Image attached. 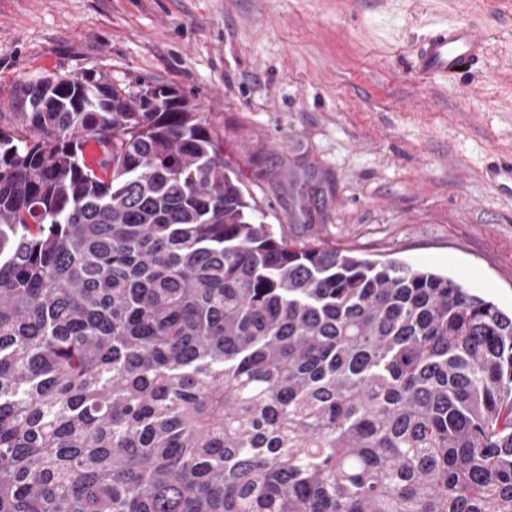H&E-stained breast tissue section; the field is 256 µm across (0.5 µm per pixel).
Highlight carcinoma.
<instances>
[{
    "label": "carcinoma",
    "instance_id": "1",
    "mask_svg": "<svg viewBox=\"0 0 512 512\" xmlns=\"http://www.w3.org/2000/svg\"><path fill=\"white\" fill-rule=\"evenodd\" d=\"M153 89L0 113V512H512V313L276 236Z\"/></svg>",
    "mask_w": 512,
    "mask_h": 512
}]
</instances>
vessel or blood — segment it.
Here are the masks:
<instances>
[{"mask_svg":"<svg viewBox=\"0 0 512 512\" xmlns=\"http://www.w3.org/2000/svg\"><path fill=\"white\" fill-rule=\"evenodd\" d=\"M487 36L476 23H463L430 35L418 48L414 67L426 80L460 77L478 69L485 57Z\"/></svg>","mask_w":512,"mask_h":512,"instance_id":"1","label":"vessel or blood"}]
</instances>
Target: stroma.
<instances>
[{
  "label": "stroma",
  "mask_w": 512,
  "mask_h": 512,
  "mask_svg": "<svg viewBox=\"0 0 512 512\" xmlns=\"http://www.w3.org/2000/svg\"><path fill=\"white\" fill-rule=\"evenodd\" d=\"M465 22L487 32L481 67L421 80V41ZM46 74L177 88L275 233L512 311V0H0V112ZM314 183L312 223L294 198Z\"/></svg>",
  "instance_id": "stroma-1"
}]
</instances>
